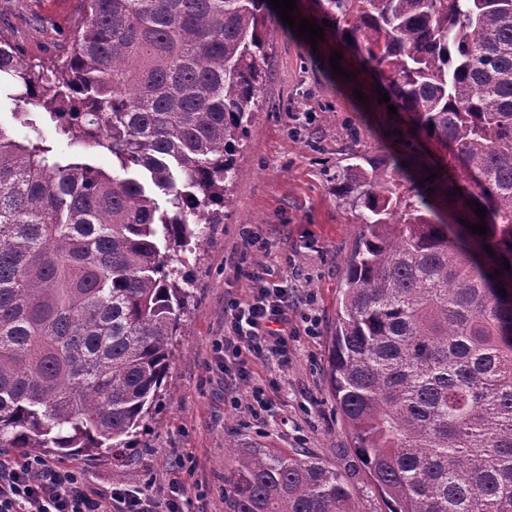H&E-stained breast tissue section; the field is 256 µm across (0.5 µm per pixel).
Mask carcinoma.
<instances>
[{
	"mask_svg": "<svg viewBox=\"0 0 512 512\" xmlns=\"http://www.w3.org/2000/svg\"><path fill=\"white\" fill-rule=\"evenodd\" d=\"M77 2L63 58L0 34V74L40 108L15 113L24 140L0 128V448L32 455L132 447L167 387L176 264L223 223L273 34L267 0ZM314 2L448 151L431 181L413 156L336 173L364 224L329 348L336 407L389 512H512V0ZM477 205L484 235L461 224ZM224 483L233 512H354L307 453L236 448Z\"/></svg>",
	"mask_w": 512,
	"mask_h": 512,
	"instance_id": "cac0c4a2",
	"label": "carcinoma"
}]
</instances>
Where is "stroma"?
Here are the masks:
<instances>
[{"mask_svg":"<svg viewBox=\"0 0 512 512\" xmlns=\"http://www.w3.org/2000/svg\"><path fill=\"white\" fill-rule=\"evenodd\" d=\"M73 17L71 0H17L0 30L22 31L27 56L45 41H61ZM341 53V72L330 55ZM267 76L237 160L223 223L206 228V245L192 262L191 297L174 337L170 386L154 406L133 449L67 456L99 494L137 492L152 512H165L170 483L179 480L181 512H232L224 473L236 448L304 450L336 468L355 490L356 512H387L352 449L328 382L331 336L344 261L362 230L334 174L351 151L423 157L437 168L446 150L414 135L406 113L389 114L377 84L332 33L318 44L280 23L272 37ZM364 100H356L355 91ZM253 234L245 243L244 231ZM273 270L288 289V315L298 332L288 356L250 362L248 382L235 380L236 361L217 354L228 329L224 308L249 295L253 269ZM317 321L304 330V317ZM262 405H251L252 391Z\"/></svg>","mask_w":512,"mask_h":512,"instance_id":"stroma-1","label":"stroma"}]
</instances>
